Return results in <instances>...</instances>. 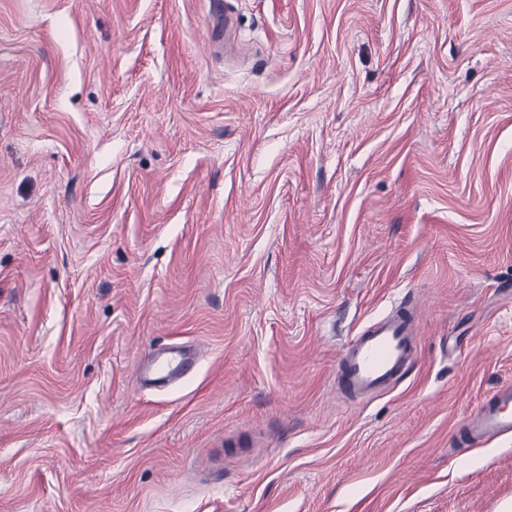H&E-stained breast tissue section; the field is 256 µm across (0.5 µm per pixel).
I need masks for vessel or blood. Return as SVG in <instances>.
I'll return each instance as SVG.
<instances>
[{"instance_id": "obj_1", "label": "vessel or blood", "mask_w": 512, "mask_h": 512, "mask_svg": "<svg viewBox=\"0 0 512 512\" xmlns=\"http://www.w3.org/2000/svg\"><path fill=\"white\" fill-rule=\"evenodd\" d=\"M417 319L412 308L396 306L370 321L343 348L339 362V388L366 398L395 387L417 355ZM189 348L169 346L149 353L137 369L142 388L162 390L194 372ZM467 443L480 446L512 436V386L488 392L462 430Z\"/></svg>"}]
</instances>
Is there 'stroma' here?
<instances>
[{
  "label": "stroma",
  "instance_id": "stroma-1",
  "mask_svg": "<svg viewBox=\"0 0 512 512\" xmlns=\"http://www.w3.org/2000/svg\"><path fill=\"white\" fill-rule=\"evenodd\" d=\"M509 384L512 0H0V512H500ZM416 334L411 307L398 305L370 321L342 350L339 389L348 396L366 398L395 387L416 359ZM196 365L192 352L185 346L155 349L140 362L137 379L142 388L163 390L193 373ZM462 436L472 446L512 436L511 385L499 387L484 396L464 425Z\"/></svg>",
  "mask_w": 512,
  "mask_h": 512
}]
</instances>
